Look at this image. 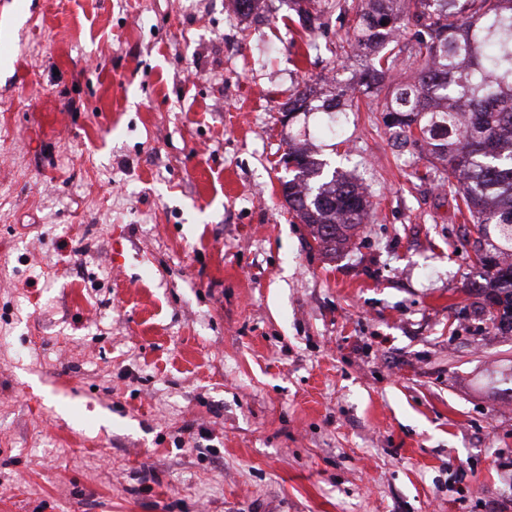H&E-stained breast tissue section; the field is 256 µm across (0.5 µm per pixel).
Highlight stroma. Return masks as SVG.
<instances>
[{
  "label": "stroma",
  "mask_w": 512,
  "mask_h": 512,
  "mask_svg": "<svg viewBox=\"0 0 512 512\" xmlns=\"http://www.w3.org/2000/svg\"><path fill=\"white\" fill-rule=\"evenodd\" d=\"M318 8L0 0V512H512V327L383 95L308 141L347 248L279 191L289 99L368 67ZM281 157L291 178L281 182L288 210L301 224H307L313 239L323 250L336 254L351 238L360 224L367 223L372 203L361 184L324 160L291 146ZM294 163L289 165V161ZM280 186V190L282 189Z\"/></svg>",
  "instance_id": "1"
}]
</instances>
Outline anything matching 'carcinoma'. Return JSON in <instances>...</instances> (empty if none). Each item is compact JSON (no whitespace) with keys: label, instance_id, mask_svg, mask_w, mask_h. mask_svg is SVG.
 <instances>
[{"label":"carcinoma","instance_id":"carcinoma-1","mask_svg":"<svg viewBox=\"0 0 512 512\" xmlns=\"http://www.w3.org/2000/svg\"><path fill=\"white\" fill-rule=\"evenodd\" d=\"M311 3L292 0L310 28ZM355 21L349 52L370 58L360 87L322 100L306 87L286 112H321L334 125L336 113L353 111L355 92H385L383 123L399 146L439 163L442 186L462 201L478 233L495 236L500 255L512 257V0H361ZM406 29L414 31L410 49L401 40ZM407 57L414 79H391ZM286 159L293 161L292 177L281 182L288 210L323 250L343 248L371 215L363 187L291 145ZM476 261L481 275L472 288L495 289L491 316L512 325V262L479 251Z\"/></svg>","mask_w":512,"mask_h":512}]
</instances>
